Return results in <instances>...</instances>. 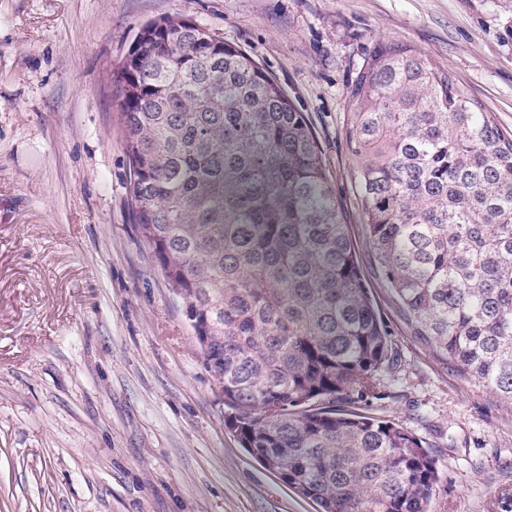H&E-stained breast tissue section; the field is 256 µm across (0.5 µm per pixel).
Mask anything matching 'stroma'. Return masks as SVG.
Returning <instances> with one entry per match:
<instances>
[{
    "instance_id": "obj_1",
    "label": "stroma",
    "mask_w": 512,
    "mask_h": 512,
    "mask_svg": "<svg viewBox=\"0 0 512 512\" xmlns=\"http://www.w3.org/2000/svg\"><path fill=\"white\" fill-rule=\"evenodd\" d=\"M193 19L304 112L397 352L367 414L427 439L429 512H512V404L434 358L372 270L345 95L415 47L512 132V0H0V512H320L242 446L134 222L111 74Z\"/></svg>"
}]
</instances>
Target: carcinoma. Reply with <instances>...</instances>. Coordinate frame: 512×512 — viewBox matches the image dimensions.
<instances>
[{"instance_id": "obj_1", "label": "carcinoma", "mask_w": 512, "mask_h": 512, "mask_svg": "<svg viewBox=\"0 0 512 512\" xmlns=\"http://www.w3.org/2000/svg\"><path fill=\"white\" fill-rule=\"evenodd\" d=\"M112 80L134 221L243 447L321 512H429L428 443L358 406L397 353L304 113L181 16ZM346 107L374 274L435 358L512 403V133L392 42Z\"/></svg>"}]
</instances>
